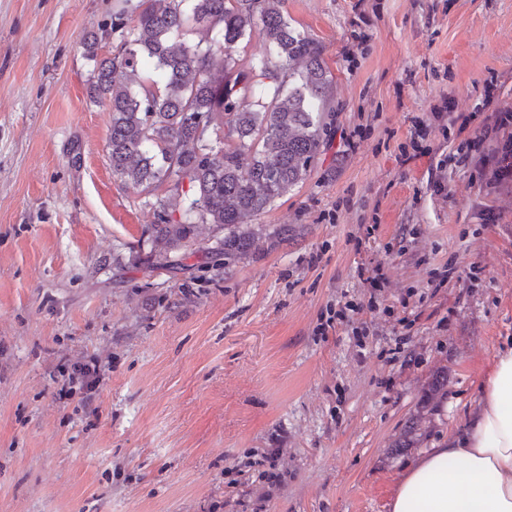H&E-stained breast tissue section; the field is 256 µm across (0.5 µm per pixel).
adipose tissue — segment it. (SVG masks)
<instances>
[{"label": "adipose tissue", "instance_id": "1", "mask_svg": "<svg viewBox=\"0 0 512 512\" xmlns=\"http://www.w3.org/2000/svg\"><path fill=\"white\" fill-rule=\"evenodd\" d=\"M390 510L512 512V345L498 351L460 431L408 468Z\"/></svg>", "mask_w": 512, "mask_h": 512}]
</instances>
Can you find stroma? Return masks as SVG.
Returning a JSON list of instances; mask_svg holds the SVG:
<instances>
[{"mask_svg":"<svg viewBox=\"0 0 512 512\" xmlns=\"http://www.w3.org/2000/svg\"><path fill=\"white\" fill-rule=\"evenodd\" d=\"M115 4L0 0V512H389L512 336V199L436 168L479 123L430 122L489 81L512 106V0H288L336 109L257 218L295 233L228 264L200 224L174 269L146 258L154 210L113 175L89 94L80 41ZM417 138L428 154L401 164ZM378 264L373 302L359 272ZM348 300L366 307L318 333ZM92 359L95 388H70Z\"/></svg>","mask_w":512,"mask_h":512,"instance_id":"1","label":"stroma"}]
</instances>
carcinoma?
<instances>
[{"label": "carcinoma", "instance_id": "1", "mask_svg": "<svg viewBox=\"0 0 512 512\" xmlns=\"http://www.w3.org/2000/svg\"><path fill=\"white\" fill-rule=\"evenodd\" d=\"M112 12V56L98 38L81 45L94 62L90 97L109 107L112 173L147 195L189 182L194 196L174 220L161 199L147 244L158 266L211 224L216 251L247 257L262 238L288 239L248 220L287 196L316 164L331 133L333 78L324 46L288 21L286 0H124ZM202 38L196 44L189 34ZM259 37L267 53L239 68V45Z\"/></svg>", "mask_w": 512, "mask_h": 512}]
</instances>
